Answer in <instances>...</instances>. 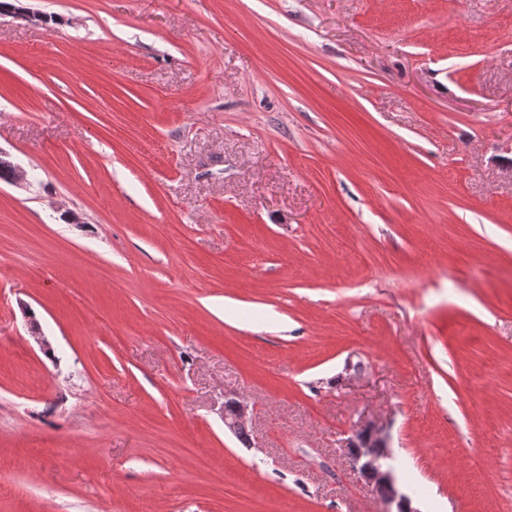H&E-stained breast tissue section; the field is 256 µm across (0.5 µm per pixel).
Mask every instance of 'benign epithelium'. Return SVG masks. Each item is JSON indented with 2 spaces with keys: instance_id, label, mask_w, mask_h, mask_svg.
Masks as SVG:
<instances>
[{
  "instance_id": "7a95c632",
  "label": "benign epithelium",
  "mask_w": 512,
  "mask_h": 512,
  "mask_svg": "<svg viewBox=\"0 0 512 512\" xmlns=\"http://www.w3.org/2000/svg\"><path fill=\"white\" fill-rule=\"evenodd\" d=\"M0 167L13 172L11 183L25 181L20 165L0 150ZM232 413H224V426L238 435L248 428L251 419L249 406L240 400L231 401ZM348 455L352 470L364 480L382 505L381 512H418L412 506V497L403 489L396 472L387 465L393 457L390 436L386 429L373 422L358 428L350 440Z\"/></svg>"
}]
</instances>
